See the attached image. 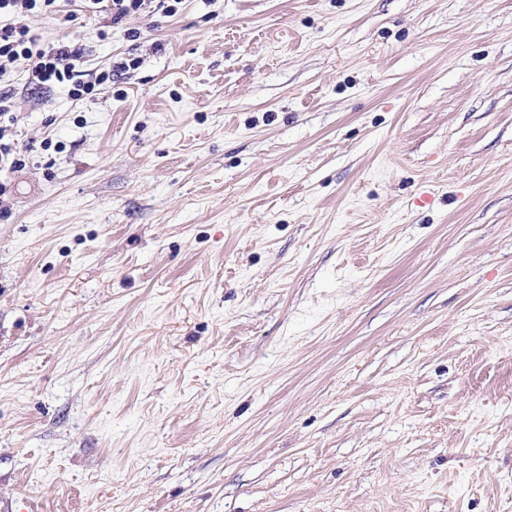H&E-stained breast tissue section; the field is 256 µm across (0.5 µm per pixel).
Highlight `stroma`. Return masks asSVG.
<instances>
[{"label": "stroma", "mask_w": 512, "mask_h": 512, "mask_svg": "<svg viewBox=\"0 0 512 512\" xmlns=\"http://www.w3.org/2000/svg\"><path fill=\"white\" fill-rule=\"evenodd\" d=\"M17 62L0 496L512 512V0H63ZM60 0H1L0 15L4 13L14 23L0 27V75L7 63L23 59L27 61L31 83L52 87L58 84L70 85L74 97H82L94 91L96 85L112 82V73L126 72L131 62L116 63L115 69L101 71L94 82L84 81L76 70L75 61L82 58L79 48L64 42L42 44L29 27L22 23L29 14L40 13L54 16L61 12ZM83 8L92 13H105L110 17L111 24L121 23L127 16L136 13H144L155 10H162L165 14L173 15L177 11V6L170 4L165 6L166 0H83ZM158 2L156 8H152V3Z\"/></svg>", "instance_id": "stroma-1"}]
</instances>
